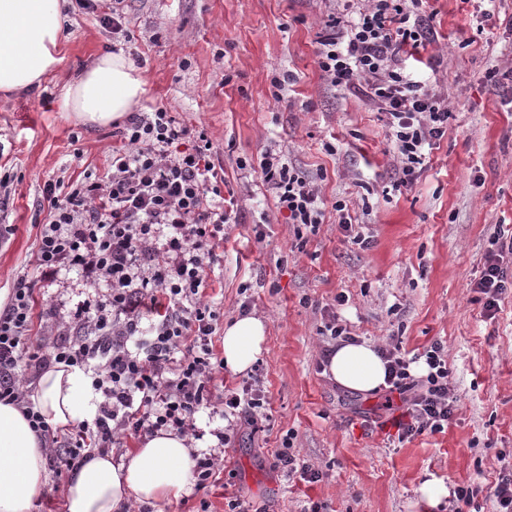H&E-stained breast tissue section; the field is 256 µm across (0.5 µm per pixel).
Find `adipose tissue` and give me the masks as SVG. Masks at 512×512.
I'll use <instances>...</instances> for the list:
<instances>
[{"label": "adipose tissue", "instance_id": "ef3b65f1", "mask_svg": "<svg viewBox=\"0 0 512 512\" xmlns=\"http://www.w3.org/2000/svg\"><path fill=\"white\" fill-rule=\"evenodd\" d=\"M64 16L60 0H0V92H29L61 62ZM145 80L124 54L99 55L63 88L61 107L87 123L106 125L137 104ZM265 325L244 315L224 327V365L248 370L261 356ZM339 386L362 393L385 385V367L367 341L337 347L327 365ZM53 428L64 430L90 409L91 388L78 369L57 365L38 380L32 396ZM45 441L20 407L0 403V512H31L45 482ZM191 450L173 432L148 437L121 459L91 454L70 477L65 512H122L130 501L165 503L192 478Z\"/></svg>", "mask_w": 512, "mask_h": 512}]
</instances>
